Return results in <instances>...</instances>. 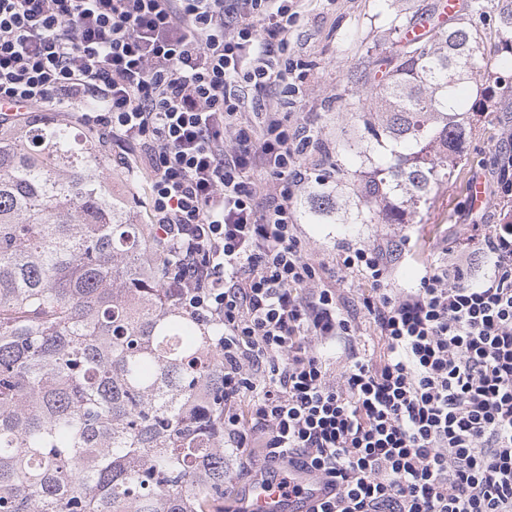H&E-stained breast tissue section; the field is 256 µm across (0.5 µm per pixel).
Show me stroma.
<instances>
[{"instance_id":"35a3bbf8","label":"stroma","mask_w":512,"mask_h":512,"mask_svg":"<svg viewBox=\"0 0 512 512\" xmlns=\"http://www.w3.org/2000/svg\"><path fill=\"white\" fill-rule=\"evenodd\" d=\"M430 0H308L306 12L290 37L293 55L306 64L305 79L299 95L265 96L267 108L287 114L303 123L319 146L300 159L302 169L316 176L331 169L335 162L357 168L358 160L336 156V140L341 132L351 130L359 95L351 76L371 57L393 53L397 44L391 36L395 20L413 15ZM472 131L465 143V161L456 180L444 182L433 190L427 207L412 215L405 224H340L335 216L320 223H308L296 215L297 234L308 257L332 260L344 247L378 243L387 245L401 237L416 245L414 256L400 257L393 266L396 287L417 284L422 265L444 258L446 247L461 243L470 224L501 223L504 212L512 210V196L495 191L492 161L500 149L512 122L502 113L486 111L471 118ZM104 173L112 180L114 193L128 198L138 223L150 221L144 194L143 177H129L117 164L114 152H107ZM486 185V202L473 206L468 185L474 178Z\"/></svg>"}]
</instances>
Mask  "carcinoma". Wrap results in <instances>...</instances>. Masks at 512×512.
Wrapping results in <instances>:
<instances>
[{
	"label": "carcinoma",
	"instance_id": "cac0c4a2",
	"mask_svg": "<svg viewBox=\"0 0 512 512\" xmlns=\"http://www.w3.org/2000/svg\"><path fill=\"white\" fill-rule=\"evenodd\" d=\"M486 2L461 0L414 40L404 30L441 4L402 19L399 48L356 74L363 133L336 143L369 164L351 183L353 223H406L458 174L471 113L512 90L511 75L476 83L491 68ZM497 8L512 56V0ZM105 153L69 120L0 125V512H207L231 478L222 327L180 305ZM326 183L314 216L341 209Z\"/></svg>",
	"mask_w": 512,
	"mask_h": 512
}]
</instances>
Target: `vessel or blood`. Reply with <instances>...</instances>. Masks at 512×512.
<instances>
[{
	"label": "vessel or blood",
	"mask_w": 512,
	"mask_h": 512,
	"mask_svg": "<svg viewBox=\"0 0 512 512\" xmlns=\"http://www.w3.org/2000/svg\"><path fill=\"white\" fill-rule=\"evenodd\" d=\"M291 478L294 483L302 486V495L288 498L277 487L257 485L249 491L250 512H311L327 493L325 484L315 473L295 470Z\"/></svg>",
	"instance_id": "vessel-or-blood-1"
}]
</instances>
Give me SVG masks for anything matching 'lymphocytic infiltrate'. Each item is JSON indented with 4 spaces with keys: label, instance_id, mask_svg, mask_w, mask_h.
<instances>
[{
    "label": "lymphocytic infiltrate",
    "instance_id": "obj_1",
    "mask_svg": "<svg viewBox=\"0 0 512 512\" xmlns=\"http://www.w3.org/2000/svg\"><path fill=\"white\" fill-rule=\"evenodd\" d=\"M301 18L302 0H0V119L75 111L132 149L171 287L224 328L236 455L279 466L283 489L315 472L313 512H512V224L470 225L413 288L391 285L403 238L307 257L293 199L314 139L243 118L248 91L291 89ZM352 274L372 285L353 309Z\"/></svg>",
    "mask_w": 512,
    "mask_h": 512
}]
</instances>
